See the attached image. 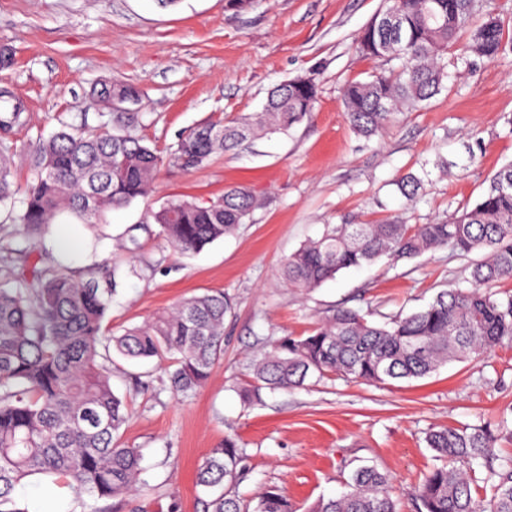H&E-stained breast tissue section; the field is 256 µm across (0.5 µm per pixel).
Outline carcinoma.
I'll return each instance as SVG.
<instances>
[{"label":"carcinoma","instance_id":"1","mask_svg":"<svg viewBox=\"0 0 512 512\" xmlns=\"http://www.w3.org/2000/svg\"><path fill=\"white\" fill-rule=\"evenodd\" d=\"M358 51L380 61L369 79L352 81L342 99L353 129L378 134L406 104L430 101L446 88L448 51L470 65L512 53V39L480 0H384L383 9L358 33ZM312 77L284 81L267 93L253 120L204 124L164 155L135 131L136 112H115L112 126L95 132L61 126L39 141L25 188L11 180L0 155V206L23 192L22 209L10 218L40 235L74 217L97 222L116 207L147 197L167 159L206 166L256 132L288 131L307 119L317 100ZM141 90L127 83L93 87L94 102L136 105ZM25 104L0 88V129L24 124ZM260 199L244 185L230 186L208 202L168 199L146 213L159 234L185 254L203 251L233 233ZM448 246L461 255L482 251L472 265V288L444 290L389 323L370 321L338 307L305 336H284L254 366L242 396L264 388H291L315 373L373 384L429 377L451 361H468L512 345V294L491 288L512 280V163L490 179L482 198L451 220L410 225L381 222L336 225L292 253L281 268L290 288L311 291L345 269L383 257L410 259ZM15 288H0V512H28L13 496L31 476H52L79 501L82 494L107 501L135 495L143 485L140 454L119 441L126 422L123 399L112 390V352L141 361L169 362L177 393L204 385L224 356V321L232 298L221 290L193 295L170 310L122 332L105 335L112 289L93 277L76 278L59 260L39 256L4 259ZM439 464L415 491L418 512H512V458L498 460V436L483 428L440 426L425 436ZM244 454L224 439L199 465L198 512H295L277 487L251 504L239 497ZM490 487L488 500L476 491ZM308 512H396L391 478L374 467L355 469L347 491L319 498Z\"/></svg>","mask_w":512,"mask_h":512}]
</instances>
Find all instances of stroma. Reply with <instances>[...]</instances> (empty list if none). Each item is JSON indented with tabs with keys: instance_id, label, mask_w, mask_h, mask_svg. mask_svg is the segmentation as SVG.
I'll list each match as a JSON object with an SVG mask.
<instances>
[{
	"instance_id": "35a3bbf8",
	"label": "stroma",
	"mask_w": 512,
	"mask_h": 512,
	"mask_svg": "<svg viewBox=\"0 0 512 512\" xmlns=\"http://www.w3.org/2000/svg\"><path fill=\"white\" fill-rule=\"evenodd\" d=\"M380 7L381 0H177L168 9L155 0H0V43L15 52L0 86L26 106L24 125L0 130V152L20 184L32 168L30 145L64 124L91 131L111 122V107L88 96L101 83L143 89L138 132L163 150L202 123L260 112L284 80L310 75L319 85L311 117L288 133L258 135L200 169L167 165L149 197L109 210L99 223L56 224L35 242L19 227H0V241L21 252L51 251L58 237L71 238L76 247L63 258L74 274L116 285L110 332L208 290L235 301L224 322V359L193 392L172 391L158 361L113 359L112 388L129 408L120 440L141 454V512H167L172 502L197 512V468L228 435L247 453L241 497L275 485L307 512L318 498L344 492L355 468L372 465L392 478L397 512H415L413 490L434 464L428 429L512 428V347L419 380L312 376L300 387L263 389L250 403L240 395L273 340L306 334L336 307L383 322L441 289L472 286L479 253L446 247L351 268L309 292L286 287L280 275L284 260L328 225L451 218L512 162V53L449 68L447 90L405 106L376 136L354 132L341 89L376 67L356 36ZM409 172L421 180L412 199L396 187ZM237 184L262 205L201 253L175 251L146 221L168 197L207 202ZM132 235L138 246L130 252ZM15 497L29 512H68L73 500L48 476L23 480Z\"/></svg>"
}]
</instances>
